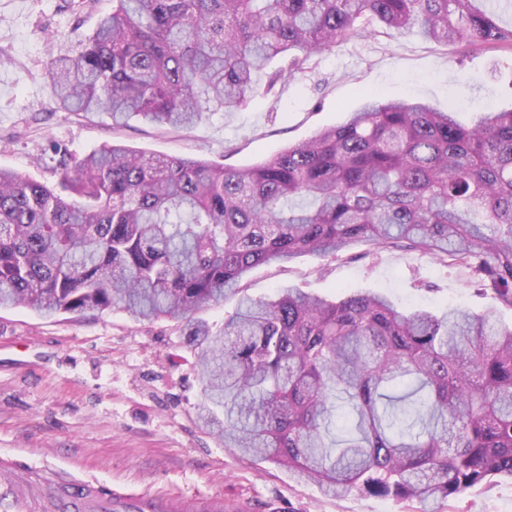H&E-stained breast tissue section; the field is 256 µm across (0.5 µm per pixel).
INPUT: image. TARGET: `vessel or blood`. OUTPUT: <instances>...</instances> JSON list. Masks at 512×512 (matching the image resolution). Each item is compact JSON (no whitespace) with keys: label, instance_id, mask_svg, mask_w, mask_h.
<instances>
[{"label":"vessel or blood","instance_id":"b4317fda","mask_svg":"<svg viewBox=\"0 0 512 512\" xmlns=\"http://www.w3.org/2000/svg\"><path fill=\"white\" fill-rule=\"evenodd\" d=\"M34 479V474L27 472L17 482L0 485V512H86L92 499L103 512H226L228 508L219 495L199 502L178 496L123 493L101 482H70L56 497L44 499L24 491V484Z\"/></svg>","mask_w":512,"mask_h":512}]
</instances>
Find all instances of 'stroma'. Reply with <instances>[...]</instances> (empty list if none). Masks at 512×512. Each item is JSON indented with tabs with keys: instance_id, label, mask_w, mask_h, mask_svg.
<instances>
[{
	"instance_id": "1",
	"label": "stroma",
	"mask_w": 512,
	"mask_h": 512,
	"mask_svg": "<svg viewBox=\"0 0 512 512\" xmlns=\"http://www.w3.org/2000/svg\"><path fill=\"white\" fill-rule=\"evenodd\" d=\"M111 9L112 0H0V167L51 185L50 144L82 154L115 139L157 156L249 166L339 125L368 93L453 107L466 123L512 107V51L375 32L337 44L289 83L191 129L137 119L116 129L108 114L60 109L43 77L50 59L80 50ZM244 286L256 298L288 286L330 299L378 291L406 307L462 306L512 324V311L493 294H476L465 272L406 248L370 256L358 244L339 257L265 264ZM192 362L174 321L137 323L117 308L85 318L0 310V455L130 492L221 494L234 512H417L411 502L356 492L325 496L285 469L225 447L197 418L201 384ZM437 510L512 512V477H492Z\"/></svg>"
}]
</instances>
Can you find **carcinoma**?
<instances>
[{"label": "carcinoma", "mask_w": 512, "mask_h": 512, "mask_svg": "<svg viewBox=\"0 0 512 512\" xmlns=\"http://www.w3.org/2000/svg\"><path fill=\"white\" fill-rule=\"evenodd\" d=\"M416 31L512 50L474 0H112L44 77L67 112L173 129L235 111L336 44ZM47 186L0 169V309H122L183 324L200 419L224 447L330 497L428 505L512 476V326L460 307L404 309L356 291L242 294L256 267L353 244L468 270L512 310V108L464 125L369 95L341 124L239 169L120 144L50 145ZM236 299L215 331L196 316Z\"/></svg>", "instance_id": "cac0c4a2"}]
</instances>
